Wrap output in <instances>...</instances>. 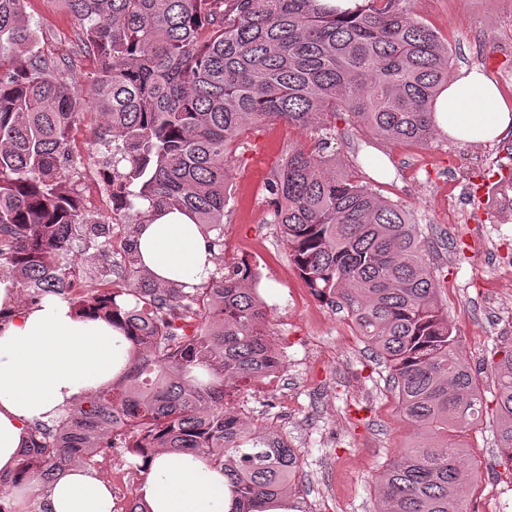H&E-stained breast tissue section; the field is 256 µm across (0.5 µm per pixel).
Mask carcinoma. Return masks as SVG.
<instances>
[{
  "instance_id": "carcinoma-1",
  "label": "carcinoma",
  "mask_w": 512,
  "mask_h": 512,
  "mask_svg": "<svg viewBox=\"0 0 512 512\" xmlns=\"http://www.w3.org/2000/svg\"><path fill=\"white\" fill-rule=\"evenodd\" d=\"M0 0V267L27 301L62 296L119 321L132 344L112 386L34 426L16 475L46 485L103 448L193 454L224 475L233 512L290 508L303 461L288 436L248 426L231 406L285 366L267 338L269 306L249 263L201 285L157 283L133 238L151 212L178 211L224 250L230 146L243 128L283 122L314 137L288 147L265 180L278 226L311 292L347 312L389 367L416 431L377 475L376 512H467L461 426L480 423L479 379L458 354L429 246L398 203L338 167L336 114L392 143L429 144L448 83V45L409 0H365L346 14L319 0H62L76 50L46 57L24 14ZM96 60L86 97L65 81L78 55ZM112 223L89 214L72 132L87 108ZM99 265L78 270L75 242ZM128 298L126 307L116 298ZM498 464L512 469V349L496 364Z\"/></svg>"
}]
</instances>
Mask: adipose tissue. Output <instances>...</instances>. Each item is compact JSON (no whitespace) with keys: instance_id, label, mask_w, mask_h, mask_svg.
I'll list each match as a JSON object with an SVG mask.
<instances>
[{"instance_id":"1","label":"adipose tissue","mask_w":512,"mask_h":512,"mask_svg":"<svg viewBox=\"0 0 512 512\" xmlns=\"http://www.w3.org/2000/svg\"><path fill=\"white\" fill-rule=\"evenodd\" d=\"M439 132L469 143L497 140L512 129V99L477 67L462 68L434 103ZM211 232L186 215L169 212L142 224L138 264L158 283L194 286L215 269ZM19 286L0 279V475L13 476L32 426L58 418L87 394L111 385L125 370L131 344L120 325L79 313L48 296L18 302ZM32 480H15L12 512H29ZM149 512H232L234 496L223 475L194 455L151 456L137 490ZM46 512H113L111 487L76 467L50 482Z\"/></svg>"}]
</instances>
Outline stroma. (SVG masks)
Masks as SVG:
<instances>
[{"mask_svg": "<svg viewBox=\"0 0 512 512\" xmlns=\"http://www.w3.org/2000/svg\"><path fill=\"white\" fill-rule=\"evenodd\" d=\"M412 15L435 30L451 51L453 70L485 69L512 97V0H410ZM26 13L48 56L72 52L74 19L60 4L28 0ZM340 168L385 198L402 204L429 239L433 262L445 275L442 304L460 337V354L478 371L486 406L494 404L493 368L512 347V209L490 206L474 183L512 171V133L499 141L465 143L439 135L425 146L399 145L337 120ZM309 140L284 124L250 125L239 140L224 217V261L249 260L261 274L271 309L270 341L286 367L275 384L244 391L235 410L254 423L286 433L304 462L303 512H376L374 477L409 447L414 430L401 418L388 371L359 336L345 310L319 298L295 305L306 285L276 225L267 223L263 183L289 145ZM383 157L387 176L368 166ZM457 200V221L446 224L442 198ZM494 415L460 433L467 471L478 474L469 512H512V472L496 463Z\"/></svg>", "mask_w": 512, "mask_h": 512, "instance_id": "35a3bbf8", "label": "stroma"}]
</instances>
